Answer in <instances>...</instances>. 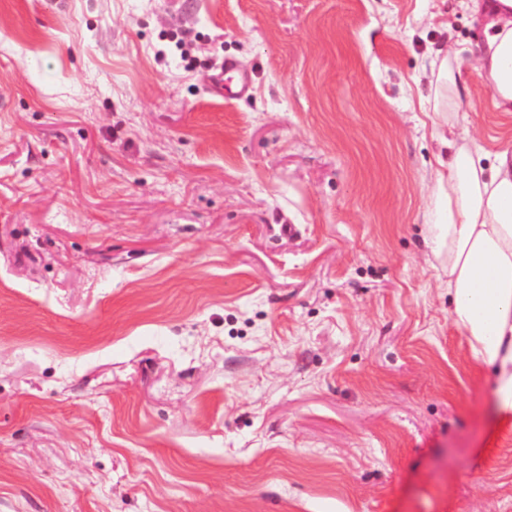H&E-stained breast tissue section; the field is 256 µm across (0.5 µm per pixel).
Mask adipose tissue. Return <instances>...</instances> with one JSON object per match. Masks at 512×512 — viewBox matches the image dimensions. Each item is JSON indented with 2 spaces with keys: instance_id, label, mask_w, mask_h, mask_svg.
I'll return each mask as SVG.
<instances>
[{
  "instance_id": "obj_1",
  "label": "adipose tissue",
  "mask_w": 512,
  "mask_h": 512,
  "mask_svg": "<svg viewBox=\"0 0 512 512\" xmlns=\"http://www.w3.org/2000/svg\"><path fill=\"white\" fill-rule=\"evenodd\" d=\"M483 29L474 69L493 108L512 118V0H457ZM441 165L432 252L448 274L450 315L472 338L476 363L495 379L499 412L512 417V143L489 151L455 124L436 135Z\"/></svg>"
}]
</instances>
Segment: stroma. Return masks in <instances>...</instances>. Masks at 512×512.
Wrapping results in <instances>:
<instances>
[{
    "mask_svg": "<svg viewBox=\"0 0 512 512\" xmlns=\"http://www.w3.org/2000/svg\"><path fill=\"white\" fill-rule=\"evenodd\" d=\"M480 37L448 0H0V512H512L427 245L438 48L503 130ZM221 78L224 79L225 89H231V82L234 81L239 88V93H245L249 90L251 84V78L248 73L241 72L236 64L229 59H224V63L221 65Z\"/></svg>",
    "mask_w": 512,
    "mask_h": 512,
    "instance_id": "1",
    "label": "stroma"
}]
</instances>
